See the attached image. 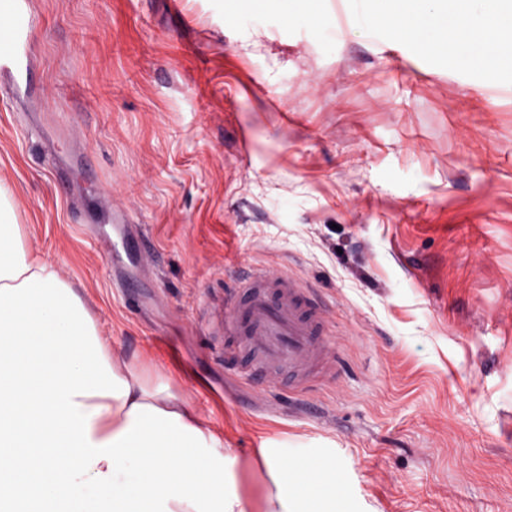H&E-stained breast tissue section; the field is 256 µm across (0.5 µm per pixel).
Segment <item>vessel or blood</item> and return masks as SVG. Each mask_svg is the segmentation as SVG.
<instances>
[{"mask_svg":"<svg viewBox=\"0 0 512 512\" xmlns=\"http://www.w3.org/2000/svg\"><path fill=\"white\" fill-rule=\"evenodd\" d=\"M0 28L5 45L0 48V73L18 75L20 82L30 79L31 39L40 25L39 15L29 7V0H9ZM108 217L115 226L123 248L135 250L136 266L146 257L140 252L143 230L129 214L112 207ZM237 286L241 299L215 302L211 317L222 327L232 342L224 349V360L234 365L235 373L246 381H254V369L237 367L236 350H249L255 368L274 371L282 367L293 373V390L307 392L314 375L336 376L339 356L326 308L312 288L287 268H247Z\"/></svg>","mask_w":512,"mask_h":512,"instance_id":"1","label":"vessel or blood"}]
</instances>
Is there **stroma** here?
Here are the masks:
<instances>
[{"instance_id": "35a3bbf8", "label": "stroma", "mask_w": 512, "mask_h": 512, "mask_svg": "<svg viewBox=\"0 0 512 512\" xmlns=\"http://www.w3.org/2000/svg\"><path fill=\"white\" fill-rule=\"evenodd\" d=\"M239 2L34 0L48 107L22 111L0 75V183L26 248L116 357L220 434L249 512L271 486L260 449L293 446L333 460L348 512H512V94L349 34L324 56L264 32L256 68L224 25ZM77 147L143 226L153 305L125 303L81 231L84 185L53 170ZM238 261L318 290L338 379L298 398L225 375L211 301Z\"/></svg>"}]
</instances>
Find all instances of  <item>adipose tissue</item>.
I'll return each instance as SVG.
<instances>
[{"instance_id":"obj_1","label":"adipose tissue","mask_w":512,"mask_h":512,"mask_svg":"<svg viewBox=\"0 0 512 512\" xmlns=\"http://www.w3.org/2000/svg\"><path fill=\"white\" fill-rule=\"evenodd\" d=\"M241 50L266 29L292 28L330 48L336 12L302 0H244L229 21ZM20 476L7 512L51 493L58 512H248L227 491L223 439L190 404L148 387L117 360L85 301L56 266L23 244L0 184V450ZM266 512H344L334 462L261 449Z\"/></svg>"}]
</instances>
